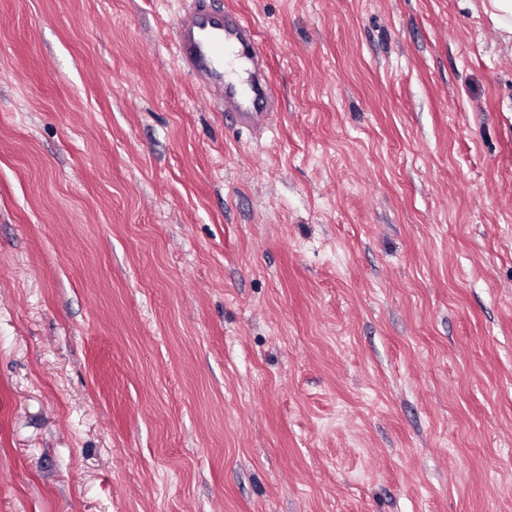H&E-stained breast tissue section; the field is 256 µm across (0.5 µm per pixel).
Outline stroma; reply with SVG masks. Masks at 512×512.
Wrapping results in <instances>:
<instances>
[{
  "label": "stroma",
  "mask_w": 512,
  "mask_h": 512,
  "mask_svg": "<svg viewBox=\"0 0 512 512\" xmlns=\"http://www.w3.org/2000/svg\"><path fill=\"white\" fill-rule=\"evenodd\" d=\"M0 0V512H512V58L481 0ZM175 50L183 68L204 89L224 102V112L236 122L262 125L272 114L273 92L265 73V52L254 36L252 24L241 14L208 8L199 0L198 8L178 24ZM236 65L248 77L235 81L226 76L224 66ZM262 67L261 82H252L250 68Z\"/></svg>",
  "instance_id": "1"
}]
</instances>
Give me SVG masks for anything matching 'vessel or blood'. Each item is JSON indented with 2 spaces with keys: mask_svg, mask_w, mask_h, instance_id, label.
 <instances>
[{
  "mask_svg": "<svg viewBox=\"0 0 512 512\" xmlns=\"http://www.w3.org/2000/svg\"><path fill=\"white\" fill-rule=\"evenodd\" d=\"M175 50L194 81L223 101L227 116L249 126L266 121L273 107L269 79L235 81L224 70L228 64L246 71L264 64L265 52L244 16L212 11L200 0L196 11L179 23Z\"/></svg>",
  "mask_w": 512,
  "mask_h": 512,
  "instance_id": "obj_1",
  "label": "vessel or blood"
}]
</instances>
